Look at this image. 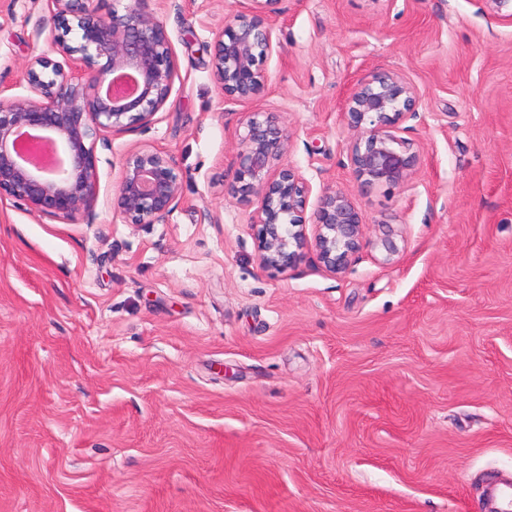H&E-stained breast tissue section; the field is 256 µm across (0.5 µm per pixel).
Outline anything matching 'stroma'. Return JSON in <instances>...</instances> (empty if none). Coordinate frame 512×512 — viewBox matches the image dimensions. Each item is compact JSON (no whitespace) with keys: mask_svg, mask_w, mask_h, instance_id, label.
Returning a JSON list of instances; mask_svg holds the SVG:
<instances>
[{"mask_svg":"<svg viewBox=\"0 0 512 512\" xmlns=\"http://www.w3.org/2000/svg\"><path fill=\"white\" fill-rule=\"evenodd\" d=\"M137 7L178 77L151 125L97 146V222L0 202V512H483L512 471V26L475 0H275L241 103L213 57L250 0ZM53 35L46 0H0V86L25 94ZM380 68L419 90L421 160L364 189L344 106ZM254 111L313 194L351 195L343 273L311 246L261 267L250 207L223 197ZM139 148L182 173L168 223L113 215Z\"/></svg>","mask_w":512,"mask_h":512,"instance_id":"1","label":"stroma"}]
</instances>
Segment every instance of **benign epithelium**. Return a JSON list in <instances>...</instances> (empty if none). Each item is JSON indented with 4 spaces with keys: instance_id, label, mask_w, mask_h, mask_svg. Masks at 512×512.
<instances>
[{
    "instance_id": "obj_1",
    "label": "benign epithelium",
    "mask_w": 512,
    "mask_h": 512,
    "mask_svg": "<svg viewBox=\"0 0 512 512\" xmlns=\"http://www.w3.org/2000/svg\"><path fill=\"white\" fill-rule=\"evenodd\" d=\"M89 0H47L56 34L50 51L25 67L27 94H0V202L14 200L38 218L97 219L96 141L149 125L169 96L177 67L163 23L133 6L99 15ZM234 10L216 37L214 67L224 98L249 102L267 82L263 64L274 50L266 7L251 0ZM498 22L512 24V0H482ZM419 91L408 76L377 70L352 88L344 108L358 132L349 166L364 187L393 188L416 170L420 149L401 136L419 117ZM290 135L273 116L252 112L239 138L237 167L224 193L257 201L250 224L263 268L286 271L308 245L327 272L346 269L359 251L362 218L351 196L326 189L307 211L310 182L284 162ZM182 175L173 158L140 148L123 160L113 184L115 212L126 224H166L177 210Z\"/></svg>"
}]
</instances>
